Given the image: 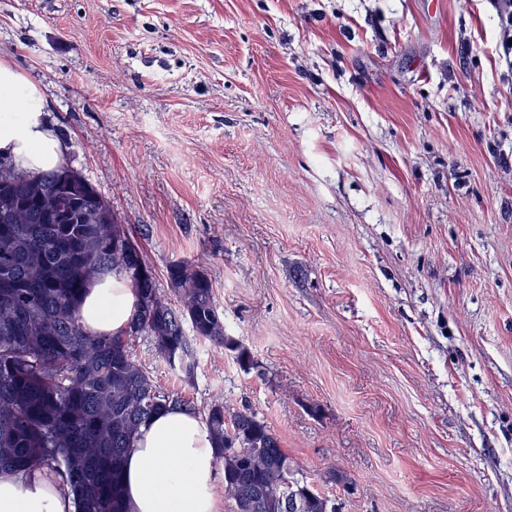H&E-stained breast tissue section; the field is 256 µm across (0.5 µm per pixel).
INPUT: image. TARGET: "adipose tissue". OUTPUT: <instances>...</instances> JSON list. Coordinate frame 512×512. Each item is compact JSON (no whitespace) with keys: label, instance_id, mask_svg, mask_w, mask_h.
<instances>
[{"label":"adipose tissue","instance_id":"1","mask_svg":"<svg viewBox=\"0 0 512 512\" xmlns=\"http://www.w3.org/2000/svg\"><path fill=\"white\" fill-rule=\"evenodd\" d=\"M66 147L54 133L35 91L0 64V156L20 169L58 168ZM129 281L108 275L81 303L85 326L97 335L124 334L136 304ZM217 458L205 420L174 408L141 426L124 469L127 512H218ZM0 512H75L61 479L0 473Z\"/></svg>","mask_w":512,"mask_h":512}]
</instances>
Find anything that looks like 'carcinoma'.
<instances>
[{
    "label": "carcinoma",
    "instance_id": "obj_1",
    "mask_svg": "<svg viewBox=\"0 0 512 512\" xmlns=\"http://www.w3.org/2000/svg\"><path fill=\"white\" fill-rule=\"evenodd\" d=\"M117 236L119 251L112 248ZM144 266L140 248L112 223L109 201L81 173L15 170L0 182V471L62 478L76 512H125L127 449L146 421L179 405L132 357L133 338L151 336L161 358L183 360L188 379L195 370L190 334L234 353L243 370L254 368L248 349L226 335L196 261L168 269L177 309L155 276L137 275ZM109 273L128 278L139 299L120 337L96 335L80 317L92 280ZM200 412L236 512H247L259 490L267 503L259 512H285L280 504L297 498L306 512H339L250 409L232 412L216 395Z\"/></svg>",
    "mask_w": 512,
    "mask_h": 512
}]
</instances>
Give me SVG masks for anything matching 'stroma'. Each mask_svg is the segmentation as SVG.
<instances>
[{"instance_id": "1", "label": "stroma", "mask_w": 512, "mask_h": 512, "mask_svg": "<svg viewBox=\"0 0 512 512\" xmlns=\"http://www.w3.org/2000/svg\"><path fill=\"white\" fill-rule=\"evenodd\" d=\"M0 64L170 303L227 335L200 406L255 412L339 512H512V63L491 0H0ZM352 483L337 486L329 466Z\"/></svg>"}]
</instances>
